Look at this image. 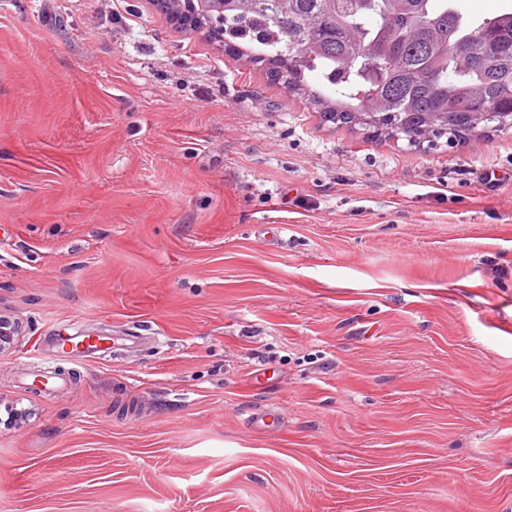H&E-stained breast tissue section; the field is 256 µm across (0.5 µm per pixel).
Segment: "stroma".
Returning a JSON list of instances; mask_svg holds the SVG:
<instances>
[{
  "mask_svg": "<svg viewBox=\"0 0 512 512\" xmlns=\"http://www.w3.org/2000/svg\"><path fill=\"white\" fill-rule=\"evenodd\" d=\"M304 83L147 0H0V512H512V128ZM20 335L19 325L10 317L0 313V355L10 352Z\"/></svg>",
  "mask_w": 512,
  "mask_h": 512,
  "instance_id": "1",
  "label": "stroma"
}]
</instances>
